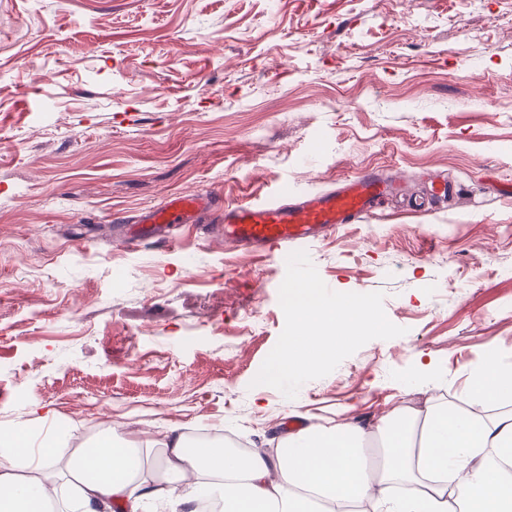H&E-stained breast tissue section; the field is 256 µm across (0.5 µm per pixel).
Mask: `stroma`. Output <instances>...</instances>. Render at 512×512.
Returning a JSON list of instances; mask_svg holds the SVG:
<instances>
[{
  "instance_id": "1",
  "label": "stroma",
  "mask_w": 512,
  "mask_h": 512,
  "mask_svg": "<svg viewBox=\"0 0 512 512\" xmlns=\"http://www.w3.org/2000/svg\"><path fill=\"white\" fill-rule=\"evenodd\" d=\"M363 171L405 197L305 250L406 333L292 400L253 383L283 267L213 227L121 239L173 193L262 201ZM435 178L459 197L427 206ZM508 181L512 0H0V427L43 412L73 449L112 426L271 453L289 410L366 426L459 402L480 357L512 355Z\"/></svg>"
}]
</instances>
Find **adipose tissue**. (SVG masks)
Segmentation results:
<instances>
[{
    "label": "adipose tissue",
    "instance_id": "obj_1",
    "mask_svg": "<svg viewBox=\"0 0 512 512\" xmlns=\"http://www.w3.org/2000/svg\"><path fill=\"white\" fill-rule=\"evenodd\" d=\"M467 409L427 399L393 407L372 427L336 421L293 429L274 454L241 457L223 444L167 433L138 446L111 431L68 448L62 433L29 455L33 433L0 428V512H51L49 476L64 465L76 512H174L201 499L217 512H512V361L485 357L470 373ZM163 482L148 478L150 450Z\"/></svg>",
    "mask_w": 512,
    "mask_h": 512
}]
</instances>
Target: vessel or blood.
Returning <instances> with one entry per match:
<instances>
[{
	"mask_svg": "<svg viewBox=\"0 0 512 512\" xmlns=\"http://www.w3.org/2000/svg\"><path fill=\"white\" fill-rule=\"evenodd\" d=\"M400 191L397 179L365 172L344 178L335 189L300 196L283 182L271 201L224 204L214 196L174 193L160 206L145 211L135 224L126 226L123 237L130 243L144 237L164 239L172 225L198 224L219 210L225 239L241 248L270 250L282 263L306 243L340 225L362 221Z\"/></svg>",
	"mask_w": 512,
	"mask_h": 512,
	"instance_id": "obj_1",
	"label": "vessel or blood"
}]
</instances>
